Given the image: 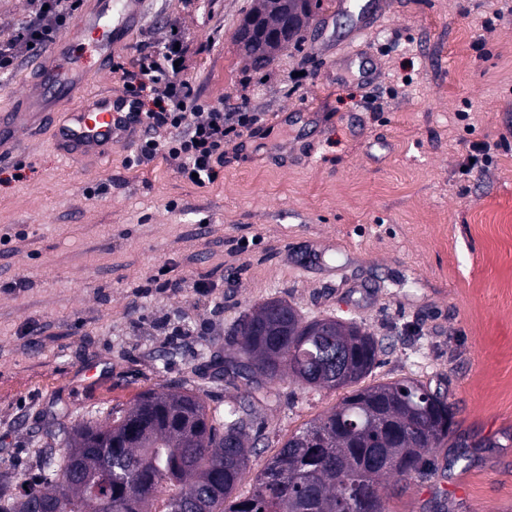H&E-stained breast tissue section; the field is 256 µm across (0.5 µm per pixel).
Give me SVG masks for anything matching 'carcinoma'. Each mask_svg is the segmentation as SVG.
I'll list each match as a JSON object with an SVG mask.
<instances>
[{"label": "carcinoma", "mask_w": 512, "mask_h": 512, "mask_svg": "<svg viewBox=\"0 0 512 512\" xmlns=\"http://www.w3.org/2000/svg\"><path fill=\"white\" fill-rule=\"evenodd\" d=\"M284 46L300 41L322 0H272ZM224 378L248 380L224 414L209 411L193 388L148 389L113 407L105 422L83 416L49 430L62 438L35 468L0 471V512H386L387 482L437 473L429 459L452 433L448 398L402 377L352 390L329 413L288 435L253 477L249 431L268 400L264 380L291 375L306 388L356 384L382 363V340L363 324L304 318L288 301L250 307L230 333ZM342 352V377H330Z\"/></svg>", "instance_id": "cac0c4a2"}]
</instances>
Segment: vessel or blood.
Here are the masks:
<instances>
[{
  "mask_svg": "<svg viewBox=\"0 0 512 512\" xmlns=\"http://www.w3.org/2000/svg\"><path fill=\"white\" fill-rule=\"evenodd\" d=\"M144 0H89L80 26L96 32L92 52L99 67H106L113 50L136 30ZM91 72L74 55L71 40L54 45L41 60L36 74L27 79L16 105L0 110V160L11 157L40 131L50 111L69 102L84 89ZM86 101L71 107L64 118L50 126L55 149L68 161L79 163L103 157L113 147L138 141L142 123L117 122L128 106L117 93L85 94Z\"/></svg>",
  "mask_w": 512,
  "mask_h": 512,
  "instance_id": "1",
  "label": "vessel or blood"
}]
</instances>
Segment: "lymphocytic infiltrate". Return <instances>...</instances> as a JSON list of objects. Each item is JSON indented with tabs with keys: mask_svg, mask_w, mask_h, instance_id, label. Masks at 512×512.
<instances>
[{
	"mask_svg": "<svg viewBox=\"0 0 512 512\" xmlns=\"http://www.w3.org/2000/svg\"><path fill=\"white\" fill-rule=\"evenodd\" d=\"M76 0H28V13L6 38H0V73L14 70L22 57L46 49L56 42ZM178 31H171L160 48L138 53L126 62H114L113 73L121 75L125 94L135 116L143 117L147 127L165 129L164 137L142 139L135 165L163 157L173 163L183 178L194 179L196 186L213 183L217 168L224 163L227 138L254 132L258 113H225L222 106L204 103L193 87L180 77L177 60L183 53ZM154 109L145 110L146 101Z\"/></svg>",
	"mask_w": 512,
	"mask_h": 512,
	"instance_id": "lymphocytic-infiltrate-1",
	"label": "lymphocytic infiltrate"
}]
</instances>
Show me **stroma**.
I'll list each match as a JSON object with an SVG mask.
<instances>
[{"label": "stroma", "mask_w": 512, "mask_h": 512, "mask_svg": "<svg viewBox=\"0 0 512 512\" xmlns=\"http://www.w3.org/2000/svg\"><path fill=\"white\" fill-rule=\"evenodd\" d=\"M253 4L147 0L114 53L177 28L182 79L261 113V133L225 144L214 183L161 157L129 166L130 146L74 164L47 136L0 162V468L34 464L48 423L105 417L149 388L189 386L223 410L244 390L222 377L227 334L280 298L381 338L369 383L413 376L452 404L436 477L389 490L388 512H512V226L484 221L512 211V0H371L363 35L357 13L322 0L261 69L236 43ZM81 17L64 31L91 93L123 92L96 72ZM483 141L493 162L470 166ZM162 273L214 289L168 293L151 283ZM266 386L254 472L345 395Z\"/></svg>", "instance_id": "1"}]
</instances>
